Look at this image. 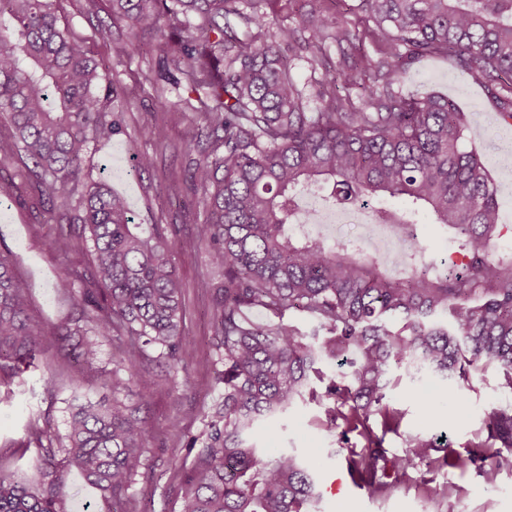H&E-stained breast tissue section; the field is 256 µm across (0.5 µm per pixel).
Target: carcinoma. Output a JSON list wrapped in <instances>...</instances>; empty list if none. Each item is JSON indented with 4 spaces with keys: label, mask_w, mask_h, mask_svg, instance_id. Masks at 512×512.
<instances>
[{
    "label": "carcinoma",
    "mask_w": 512,
    "mask_h": 512,
    "mask_svg": "<svg viewBox=\"0 0 512 512\" xmlns=\"http://www.w3.org/2000/svg\"><path fill=\"white\" fill-rule=\"evenodd\" d=\"M108 2L110 19L127 27L123 55L139 53L146 37L158 44L154 112L170 111L167 86L175 85L203 118L171 188L191 192L201 208L193 244L209 258L199 288L211 300L214 333L212 355L198 365L224 385V396L185 444L193 458L178 512H310L317 485L303 460L256 444L260 420L305 399L324 407L350 470L373 493L395 492L400 479L392 472L417 460L448 464L449 455L432 456L436 441L420 437L388 458L373 421L385 432L399 426L384 400L401 368L467 383L494 364L512 394V250L497 246L504 228L497 191L467 146V115L448 98L406 97L393 85L416 60L444 54L487 83L511 124L512 0H359L384 47L380 78L363 82L371 60L358 52L339 74L326 73L330 89L316 112L306 111L281 47L299 58L330 28L349 38L337 16L311 11L287 27L251 0ZM233 17L257 36L239 38ZM116 99L135 103L112 70L58 26L55 0L0 6V164L16 154L30 163L19 179L0 181V198L22 201L41 224L67 225L48 240L60 254L76 236L89 242V267H64L57 276V291L81 294L57 336L81 337L89 366L99 359V338L112 339V391L127 395L110 406L74 397L59 447L47 427L28 424L21 447L36 449L40 480L32 485L0 464V512H74L60 492L73 472L114 512L147 448L131 380L151 362L149 348H160L158 359L175 371L190 344L174 258L178 226L153 224L143 234L127 200L85 170L91 143L125 131ZM310 193L340 208L371 205L397 224L416 225L428 214L451 236L456 259L430 258L417 236L391 273L347 241L303 231L312 215L300 200ZM390 198L406 199L405 207L392 212ZM29 292L0 251V385L36 367L42 351L45 333L27 312ZM254 309L267 320H252ZM292 309L311 320L310 334L284 322ZM349 352L347 372L322 369ZM484 425L486 438L467 457L481 471L489 460L512 461V405L492 409ZM352 432L361 447L349 444Z\"/></svg>",
    "instance_id": "obj_1"
}]
</instances>
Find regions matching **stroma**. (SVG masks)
<instances>
[{
    "mask_svg": "<svg viewBox=\"0 0 512 512\" xmlns=\"http://www.w3.org/2000/svg\"><path fill=\"white\" fill-rule=\"evenodd\" d=\"M356 4L357 0H347L344 15L353 40L330 37L324 49L327 66L336 68L343 66L346 57L365 50L374 63L363 75L364 82L370 84L378 75L376 63L382 50L371 36L373 22ZM56 7L61 27L82 39L91 57L111 66L114 80L137 98L125 113L124 135L106 144L90 145L86 170L93 178L107 180L127 198L142 231L155 224L180 227L181 246L175 258L185 285L183 326L192 345L170 377H163L153 367L132 380L134 397L147 407L149 438L129 489V506L134 512H175L180 476L190 458L186 449L175 444L172 423L180 421L184 432L199 434L207 423L206 408L220 393L212 377L197 366L198 360L210 354L213 335L210 302L197 286L209 275V262L204 251L189 245L198 204L190 192L175 195L169 189L170 176L178 174L182 165V146L196 133L200 121L196 113L179 108L181 92L172 88L168 97L175 107L166 116L167 140L156 145L140 139L139 129L155 119L146 60L129 61L118 55L116 48L127 37L120 25L111 24L112 43L104 45L98 34L102 24H110L104 0H57ZM395 90L404 96L437 93L467 113L471 145L497 189L499 221L512 226V128L501 121L497 104L482 81L447 57L434 56L415 62ZM142 151L155 154L156 166L138 173L133 156ZM48 232V225L39 223L28 208L13 201L0 203V250L10 253L29 281V314L42 322L47 332L36 368L0 387V461L19 468L30 481L37 478L35 451L18 458L12 446L24 437L31 420L48 419L53 436L61 440L67 432L73 395L108 404L117 398L110 385L114 367L111 340H102L100 358L89 368L77 360L76 343L64 347L56 338L75 302L74 296L56 290V277L65 265L86 268L90 256L84 246L59 256L47 244ZM399 376L398 385L389 389L386 397L390 408L402 415L398 431L385 435L383 446L388 456L402 455L407 441L421 436L444 440L453 459L440 467L416 462L390 496L380 497L363 485L348 483L347 462L336 452L337 438L326 430L324 412L315 404L301 401L286 413L263 421L258 445L282 448L305 459L322 492L312 512H512V467H499L490 481L467 460L471 444L485 435L486 414L512 403V394L499 386L497 367H488L473 377L471 387L453 395L441 377L404 370Z\"/></svg>",
    "mask_w": 512,
    "mask_h": 512,
    "instance_id": "obj_1",
    "label": "stroma"
}]
</instances>
